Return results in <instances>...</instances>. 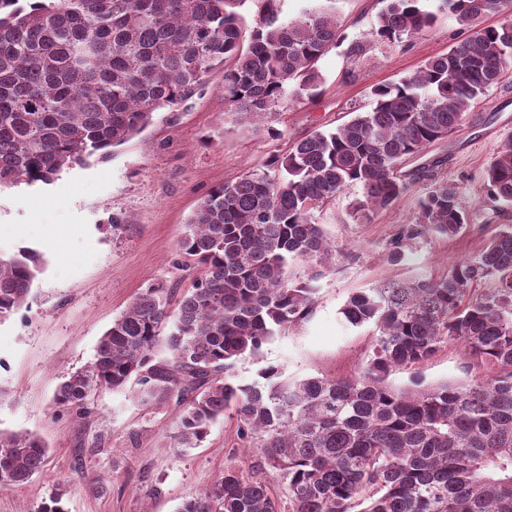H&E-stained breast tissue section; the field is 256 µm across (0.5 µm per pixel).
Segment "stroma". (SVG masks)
I'll list each match as a JSON object with an SVG mask.
<instances>
[{
	"mask_svg": "<svg viewBox=\"0 0 512 512\" xmlns=\"http://www.w3.org/2000/svg\"><path fill=\"white\" fill-rule=\"evenodd\" d=\"M337 9L348 34L356 36L375 25L381 3L337 0ZM459 39L457 24L442 15L410 47H376L354 68L338 51L327 52L318 62L324 76L318 95L282 109L275 136L234 128L218 70L201 97L178 111L155 113L108 160H90L49 184L0 190V251L28 247L43 260L27 303L0 322V429L38 433L49 446L39 476L22 487H0V512H35L57 489L69 512H176L225 466L250 464L236 419L217 421L200 446L178 453L169 439L171 408L103 392L83 422L56 414L54 393L70 372L93 360L101 335L143 288L189 287L196 272L181 267L179 246L205 194L224 181L265 170L297 138L345 123L354 109L368 104L373 87L414 73ZM509 136L512 77L492 88L462 126L422 157L434 163L435 174L459 186L472 224L454 237L427 232L406 241L401 261L391 257L392 241L413 220L429 180L413 181L365 224L348 215L362 195L357 185L315 211L338 258L318 281L307 317L279 332L259 356L238 361L235 378L259 380L271 365L297 379L356 375L375 329L342 323L340 309L353 293L389 280L446 275L477 256L502 225H512V205L493 202L485 187V171ZM352 249L357 260H346ZM416 375L428 384L465 383L474 371L455 344L438 349L417 372H392L389 381L406 386ZM98 478L106 481V492L94 490Z\"/></svg>",
	"mask_w": 512,
	"mask_h": 512,
	"instance_id": "1",
	"label": "stroma"
}]
</instances>
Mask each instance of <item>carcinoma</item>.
<instances>
[{
  "label": "carcinoma",
  "mask_w": 512,
  "mask_h": 512,
  "mask_svg": "<svg viewBox=\"0 0 512 512\" xmlns=\"http://www.w3.org/2000/svg\"><path fill=\"white\" fill-rule=\"evenodd\" d=\"M248 0H0V188L51 183L65 169L137 136L154 113L201 95L224 68V103L239 125L274 131L279 108L317 95L318 61L343 48L356 65L377 45L403 46L437 14L465 38L419 71L372 89L371 108L330 131L297 139L265 171L211 189L187 223L183 266L191 288L151 286L112 321L94 359L60 384L54 406L84 419L97 392H128L174 405L175 448H194L210 426L236 416L260 461L227 466L177 512H512V225L475 259L440 278L387 282L349 297L340 314L378 334L367 361L345 379L291 381L274 366L261 380L229 374L257 356L314 303V272L288 279L291 262L331 261L313 213L350 184L363 198L350 217L366 223L404 194L402 164L466 121L472 106L512 73V20L477 27L512 0H382L360 37L342 29L337 0H315L279 21L275 0L245 30ZM432 180L404 240L424 230L455 236L471 224L459 187ZM490 197L512 203V137L487 169ZM41 271L28 248L0 253V321L26 304ZM491 280L477 293L473 285ZM458 343L483 374L464 384L388 383L416 370L440 346ZM48 446L36 433L0 430V486H23L43 470ZM278 472L282 500L262 476ZM36 512H68L63 493Z\"/></svg>",
  "instance_id": "cac0c4a2"
}]
</instances>
